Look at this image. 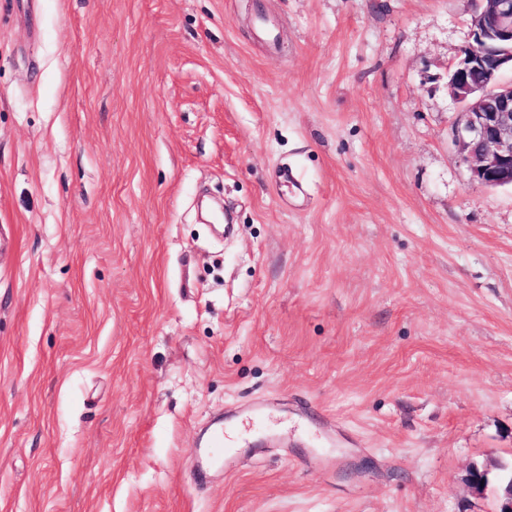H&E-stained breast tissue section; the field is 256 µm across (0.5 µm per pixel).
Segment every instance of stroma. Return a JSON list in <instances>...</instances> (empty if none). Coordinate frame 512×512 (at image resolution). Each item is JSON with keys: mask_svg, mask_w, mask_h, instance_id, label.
<instances>
[{"mask_svg": "<svg viewBox=\"0 0 512 512\" xmlns=\"http://www.w3.org/2000/svg\"><path fill=\"white\" fill-rule=\"evenodd\" d=\"M471 7L0 0V512H495L512 190L453 142ZM228 434L224 429L223 421L220 418L212 422V429L207 448H199V453L210 461H218L224 454V446L229 442Z\"/></svg>", "mask_w": 512, "mask_h": 512, "instance_id": "35a3bbf8", "label": "stroma"}]
</instances>
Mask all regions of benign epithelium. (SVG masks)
Segmentation results:
<instances>
[{
  "label": "benign epithelium",
  "instance_id": "obj_1",
  "mask_svg": "<svg viewBox=\"0 0 512 512\" xmlns=\"http://www.w3.org/2000/svg\"><path fill=\"white\" fill-rule=\"evenodd\" d=\"M471 41L448 62L452 135L472 181L512 188V0H471Z\"/></svg>",
  "mask_w": 512,
  "mask_h": 512
}]
</instances>
